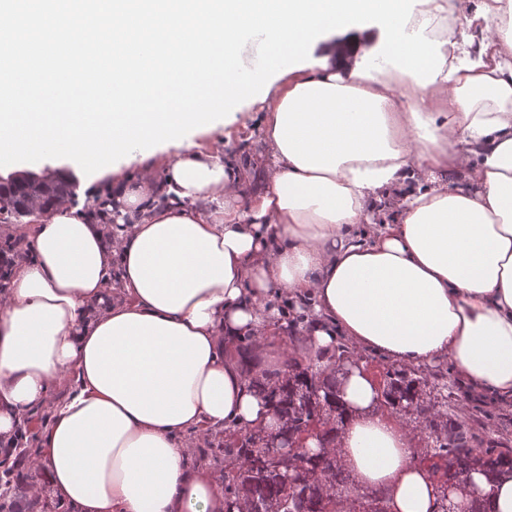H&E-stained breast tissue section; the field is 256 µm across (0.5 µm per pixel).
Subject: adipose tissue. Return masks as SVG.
Wrapping results in <instances>:
<instances>
[{"instance_id":"ef3b65f1","label":"adipose tissue","mask_w":512,"mask_h":512,"mask_svg":"<svg viewBox=\"0 0 512 512\" xmlns=\"http://www.w3.org/2000/svg\"><path fill=\"white\" fill-rule=\"evenodd\" d=\"M508 12L512 0H484L466 16L482 34L466 59L445 0H425L408 27L442 44L435 82L389 64L372 79L291 71L261 106L268 164L191 138L162 178L146 166L115 182L112 229L66 204L19 225L32 257L0 293V447L44 408L50 486L75 512H225L217 475L186 463L189 436L274 424L251 381L287 368L270 352L283 299L313 303L300 358L341 339L398 365L447 359L464 385L512 401ZM409 182L395 218L375 223L381 193ZM341 389L336 454L355 484L389 512H437L420 434L379 408L369 374Z\"/></svg>"}]
</instances>
